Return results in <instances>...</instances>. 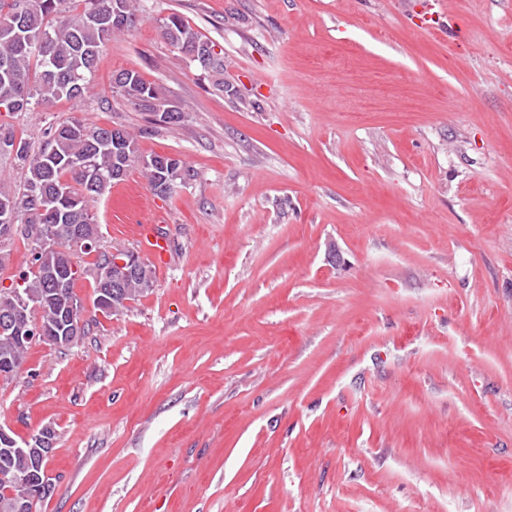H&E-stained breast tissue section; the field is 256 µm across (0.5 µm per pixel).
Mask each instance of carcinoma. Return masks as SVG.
<instances>
[{
	"instance_id": "1",
	"label": "carcinoma",
	"mask_w": 512,
	"mask_h": 512,
	"mask_svg": "<svg viewBox=\"0 0 512 512\" xmlns=\"http://www.w3.org/2000/svg\"><path fill=\"white\" fill-rule=\"evenodd\" d=\"M139 0H0V110L30 112L39 105L62 99L78 102L91 83L103 45L132 31L138 22ZM166 42L214 77L224 90V59L214 44L177 14L162 20ZM118 94L143 112H176L165 89L147 81L135 69L117 72ZM138 135L125 128H88L78 120L51 126L41 147L33 151L13 129L0 125V153L14 156L25 170L18 187L0 184V239L18 232L31 246L51 238L60 247L69 246L81 231L96 230L91 208L126 177L135 165L142 167L150 188L166 197L194 178L181 159L139 154ZM48 269L65 267L69 257L51 251L39 257ZM107 273L121 283L112 293V312L153 287L154 272L140 262L126 272L112 265V252H95L93 262L81 274L94 278V307L103 306L104 285L98 275ZM58 291L43 274H30L20 291L46 312L44 320L59 334L67 331V303L77 299L75 284ZM30 344H19L0 334V356L7 354L19 373ZM24 465L13 449L0 445V512H32L31 488L45 478L46 463H32L25 482L11 479Z\"/></svg>"
}]
</instances>
